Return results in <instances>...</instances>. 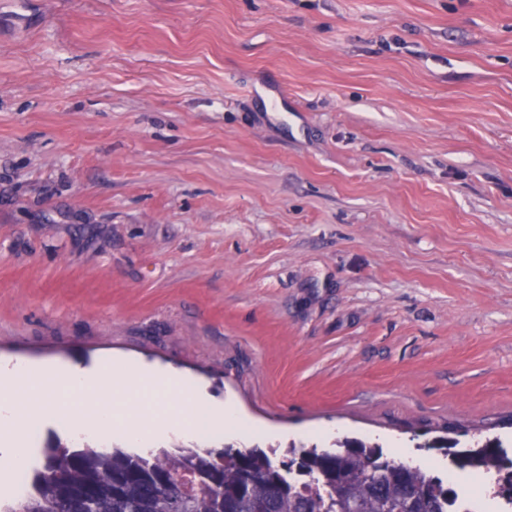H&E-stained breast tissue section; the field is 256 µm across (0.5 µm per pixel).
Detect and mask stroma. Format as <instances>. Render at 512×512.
<instances>
[{
	"mask_svg": "<svg viewBox=\"0 0 512 512\" xmlns=\"http://www.w3.org/2000/svg\"><path fill=\"white\" fill-rule=\"evenodd\" d=\"M107 363L512 455V0H0V366Z\"/></svg>",
	"mask_w": 512,
	"mask_h": 512,
	"instance_id": "obj_1",
	"label": "stroma"
}]
</instances>
